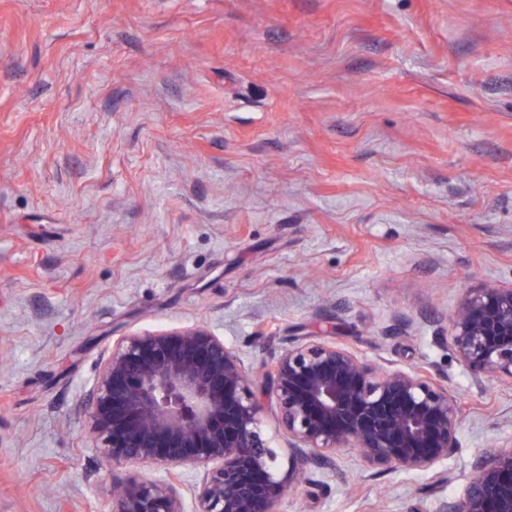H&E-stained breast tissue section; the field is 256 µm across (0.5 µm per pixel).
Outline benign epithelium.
I'll return each mask as SVG.
<instances>
[{"instance_id": "7a95c632", "label": "benign epithelium", "mask_w": 512, "mask_h": 512, "mask_svg": "<svg viewBox=\"0 0 512 512\" xmlns=\"http://www.w3.org/2000/svg\"><path fill=\"white\" fill-rule=\"evenodd\" d=\"M449 348L475 386L512 387V286L469 289ZM89 397L87 431L112 469V512H279L300 471L336 472L342 448L365 472L427 474L441 485L459 447V400L437 365L377 367L312 336L254 368L204 325L127 334ZM271 401L286 456L263 428ZM136 464L165 475L127 470ZM179 469L196 472L195 482L185 486ZM438 512H512V441L479 455Z\"/></svg>"}]
</instances>
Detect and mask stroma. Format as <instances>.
Wrapping results in <instances>:
<instances>
[{
  "label": "stroma",
  "mask_w": 512,
  "mask_h": 512,
  "mask_svg": "<svg viewBox=\"0 0 512 512\" xmlns=\"http://www.w3.org/2000/svg\"><path fill=\"white\" fill-rule=\"evenodd\" d=\"M512 285V0H0V512H111L82 409L121 336L204 325L435 363L448 481L311 470L280 512H437L512 440L444 341Z\"/></svg>",
  "instance_id": "1"
}]
</instances>
